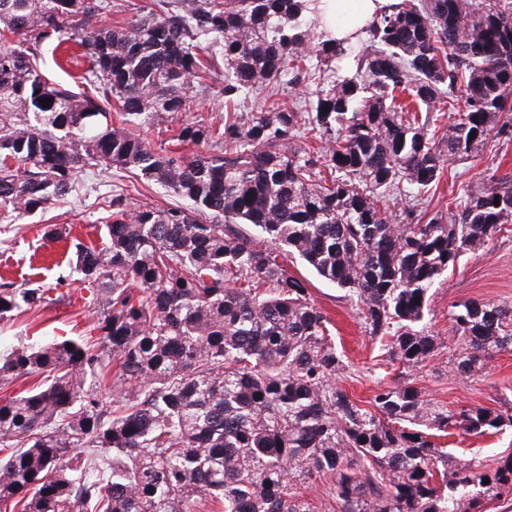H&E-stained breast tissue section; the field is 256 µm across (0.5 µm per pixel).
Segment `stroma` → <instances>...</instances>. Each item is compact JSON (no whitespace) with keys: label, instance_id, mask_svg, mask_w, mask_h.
Here are the masks:
<instances>
[{"label":"stroma","instance_id":"stroma-1","mask_svg":"<svg viewBox=\"0 0 512 512\" xmlns=\"http://www.w3.org/2000/svg\"><path fill=\"white\" fill-rule=\"evenodd\" d=\"M88 67L81 39L76 35L65 38L58 49L47 51L43 63L44 71L65 82ZM496 166L501 171L512 172V144L502 146L491 142L470 159L450 162L436 194L427 198L429 206L447 207L457 197L461 184L483 181L489 169ZM119 181L117 174L89 169L67 203L43 214L0 223L1 279H27L46 287L55 286L57 278L65 280L61 287L64 302L0 324V349L34 341L47 343L61 336L90 340L94 308L89 303V292L68 265L70 242L75 236L99 242L100 202L110 185ZM50 224L62 228V235L46 237L45 228ZM287 264L289 272L309 280L312 299L336 328V343L350 366L348 372L341 374L338 386L351 398L367 401L382 378L369 371L374 344L361 324L354 300L345 290L314 275L301 260L292 257ZM470 300L512 306V231L487 249L463 256L456 269L444 275L433 289L426 325L439 336H447L449 311ZM414 384L425 399L451 409L473 404L498 407L500 401L512 400V348L495 353L488 360L483 376L476 379L456 375L447 349H440L415 374ZM438 443L455 460L490 461L512 453V428L480 438L456 433L439 438Z\"/></svg>","mask_w":512,"mask_h":512}]
</instances>
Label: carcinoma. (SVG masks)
Returning a JSON list of instances; mask_svg holds the SVG:
<instances>
[{
  "label": "carcinoma",
  "instance_id": "carcinoma-1",
  "mask_svg": "<svg viewBox=\"0 0 512 512\" xmlns=\"http://www.w3.org/2000/svg\"><path fill=\"white\" fill-rule=\"evenodd\" d=\"M314 2L148 0L106 26L108 0H0V220L46 211L95 166L193 204L113 190L103 246L71 242L97 342L0 352V390L39 378L0 396L4 512H313L300 486L317 479L339 512H481L512 494V454L460 462L432 440L512 427V408L449 409L409 381L441 348L471 378L512 347V308L457 305L446 340L424 325L435 283L512 224V173L446 211H391L445 160L512 141V0H390L354 42L324 39ZM70 33L87 91L38 64ZM310 78L305 110L279 93ZM210 82L221 124L182 121L168 148L133 133ZM289 256L349 292L400 377L366 406L336 385L332 322ZM49 292L1 281L0 322ZM140 190H141V194H138L134 189L133 187H130L129 189L131 190V201L133 203H140V201H147V202H151V203H154V204H158V205H169V204H174V203H182V204H187L186 201L178 198L177 196H175L174 194L170 193V192H166L164 189L160 188V187H157V188H153V190H147V189H143L139 186Z\"/></svg>",
  "mask_w": 512,
  "mask_h": 512
}]
</instances>
